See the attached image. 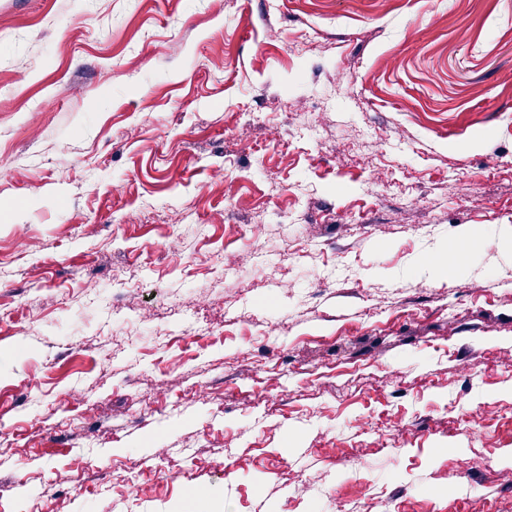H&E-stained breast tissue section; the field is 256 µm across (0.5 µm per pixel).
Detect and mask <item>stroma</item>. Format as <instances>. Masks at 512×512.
Here are the masks:
<instances>
[{"label":"stroma","mask_w":512,"mask_h":512,"mask_svg":"<svg viewBox=\"0 0 512 512\" xmlns=\"http://www.w3.org/2000/svg\"><path fill=\"white\" fill-rule=\"evenodd\" d=\"M508 289L512 0H0V512H512ZM511 354H507L502 356L497 351L487 352L482 358L480 357L478 360L472 362L471 364H468L465 367L464 374L465 376L471 378V377H481L483 376V369L484 364L486 361L489 360H497L499 363L500 368L507 369L508 371L512 370V358L510 357Z\"/></svg>","instance_id":"obj_1"}]
</instances>
